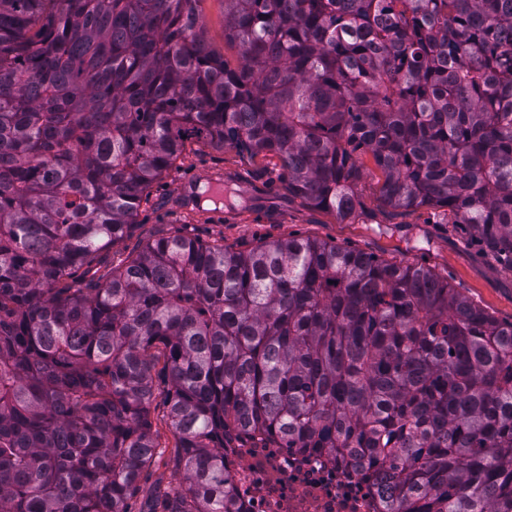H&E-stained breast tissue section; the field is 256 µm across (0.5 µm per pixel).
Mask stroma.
Returning <instances> with one entry per match:
<instances>
[{
  "instance_id": "obj_1",
  "label": "stroma",
  "mask_w": 512,
  "mask_h": 512,
  "mask_svg": "<svg viewBox=\"0 0 512 512\" xmlns=\"http://www.w3.org/2000/svg\"><path fill=\"white\" fill-rule=\"evenodd\" d=\"M197 9L211 50L237 66L239 50L224 37V0H199ZM363 163L364 175L357 188L361 205L354 216L342 221L290 195L278 160L220 149L203 139L190 140L175 168L152 185L150 202L140 208L135 224L119 242L100 252L82 281L94 285L149 242L175 234L240 250L264 241L311 238L430 268L496 320L512 322V269L470 243L447 209L401 211L386 206L379 197L381 172L371 156H364ZM213 172L224 175L223 217L218 221L209 218L206 208L179 205L182 183ZM152 385L149 418L158 454L142 475L140 489L130 502L131 512H147L151 497L178 488L174 466L180 450L168 418L171 382L163 359L154 362Z\"/></svg>"
}]
</instances>
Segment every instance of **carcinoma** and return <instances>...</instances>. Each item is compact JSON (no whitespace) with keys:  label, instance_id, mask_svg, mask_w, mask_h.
I'll return each mask as SVG.
<instances>
[{"label":"carcinoma","instance_id":"cac0c4a2","mask_svg":"<svg viewBox=\"0 0 512 512\" xmlns=\"http://www.w3.org/2000/svg\"><path fill=\"white\" fill-rule=\"evenodd\" d=\"M198 2L0 0V512H129L154 348L182 451L147 512H231L252 433L386 470L385 512H512V322L431 270L176 235L77 276L193 138L342 221L369 155L512 267V0H224L236 67ZM204 39L211 50L231 67L239 62V49L224 38V0H201L197 4Z\"/></svg>","mask_w":512,"mask_h":512}]
</instances>
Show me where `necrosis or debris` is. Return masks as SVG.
<instances>
[{
	"mask_svg": "<svg viewBox=\"0 0 512 512\" xmlns=\"http://www.w3.org/2000/svg\"><path fill=\"white\" fill-rule=\"evenodd\" d=\"M224 461L232 499L244 512H383L374 477L337 462L254 435L228 443Z\"/></svg>",
	"mask_w": 512,
	"mask_h": 512,
	"instance_id": "4bbe7bcc",
	"label": "necrosis or debris"
}]
</instances>
